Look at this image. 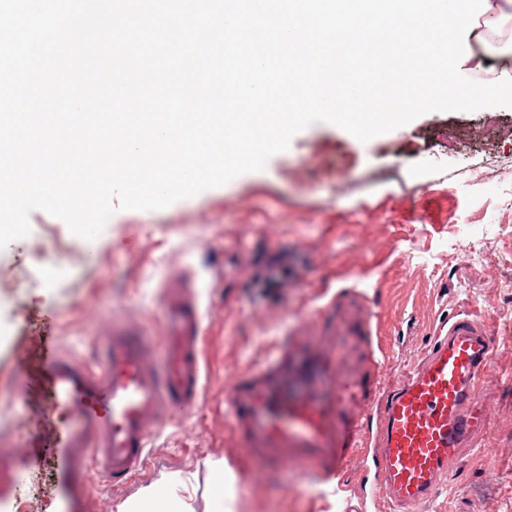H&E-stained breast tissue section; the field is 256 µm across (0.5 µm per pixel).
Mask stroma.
I'll return each instance as SVG.
<instances>
[{"label":"stroma","mask_w":512,"mask_h":512,"mask_svg":"<svg viewBox=\"0 0 512 512\" xmlns=\"http://www.w3.org/2000/svg\"><path fill=\"white\" fill-rule=\"evenodd\" d=\"M491 116L512 125L510 107L438 111L363 143L313 124L262 171L159 211L115 209L91 243L90 266L59 249L71 238L62 220L32 210L30 238L56 275H35L20 292L0 281V322L14 328L12 346H0V474L18 476L0 512L26 492L31 512L54 508L55 451L32 412L47 396L26 384L44 349L94 363L95 330L82 314L90 299L109 316L138 293L160 326L159 285L176 260L195 274L204 303L224 308L223 323L202 339L200 407L154 439L136 480L94 478L83 512H117L163 473L194 487V512H213V464L234 477L230 512H344L365 493L360 453L336 473L340 500L324 494L315 467L261 468L224 419V389L277 351L284 358L269 382L292 392L313 388L331 353L337 377L375 366L387 386L427 354L433 322L461 313L490 337L492 372L480 388L489 425L449 472L444 493L411 512H512V141L470 138ZM445 127L460 134L451 151L434 140ZM202 211L210 223H195ZM147 234L156 242L150 252L135 245Z\"/></svg>","instance_id":"stroma-1"}]
</instances>
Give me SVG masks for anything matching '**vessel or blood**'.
<instances>
[{
	"label": "vessel or blood",
	"mask_w": 512,
	"mask_h": 512,
	"mask_svg": "<svg viewBox=\"0 0 512 512\" xmlns=\"http://www.w3.org/2000/svg\"><path fill=\"white\" fill-rule=\"evenodd\" d=\"M166 286L162 349L151 345L152 324L136 298L109 318L90 302L84 316L99 339L94 366L51 352L34 376L49 394L40 414L59 450L66 512L79 505L83 472L115 484L134 479L152 440L198 404L203 324L223 321L224 310L202 308L189 278ZM491 366L486 331L459 316L440 324L424 360L384 394L373 373L295 398L255 374L227 398L224 417L271 466L314 455L333 473L362 452L374 512H395L433 501L463 449L477 446L489 419L479 388Z\"/></svg>",
	"instance_id": "obj_1"
}]
</instances>
